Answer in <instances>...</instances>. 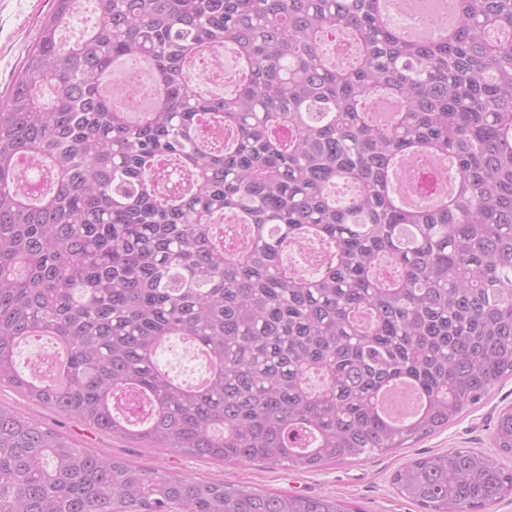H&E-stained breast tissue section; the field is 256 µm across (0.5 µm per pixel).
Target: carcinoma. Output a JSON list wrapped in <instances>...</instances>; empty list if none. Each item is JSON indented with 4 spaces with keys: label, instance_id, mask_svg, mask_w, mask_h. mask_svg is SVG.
Masks as SVG:
<instances>
[{
    "label": "carcinoma",
    "instance_id": "obj_1",
    "mask_svg": "<svg viewBox=\"0 0 512 512\" xmlns=\"http://www.w3.org/2000/svg\"><path fill=\"white\" fill-rule=\"evenodd\" d=\"M73 2L0 101V385L150 451L290 470L403 448L512 376V0H450L454 26L422 40L380 0H95L63 45ZM331 31L353 48L335 64ZM214 44L239 68L205 96L187 68ZM119 60L155 75L136 120L101 87ZM28 155L52 177L37 198ZM426 155L455 187L406 207L391 180ZM226 214L246 247L220 243ZM310 240L329 262L305 275L288 253ZM43 336L67 351L62 383L17 367ZM173 338L208 356L206 384L162 365ZM400 384L422 407L391 420ZM494 442L512 454V408ZM394 484L425 512H481L512 469L450 449ZM0 512L360 509L117 459L0 405ZM39 170V160L32 157H28L20 167V177L25 186V189L27 192L34 196L41 195L47 186L48 178L46 176L34 175V173L38 172Z\"/></svg>",
    "mask_w": 512,
    "mask_h": 512
}]
</instances>
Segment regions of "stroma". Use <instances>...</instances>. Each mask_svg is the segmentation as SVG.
I'll return each mask as SVG.
<instances>
[{
    "label": "stroma",
    "mask_w": 512,
    "mask_h": 512,
    "mask_svg": "<svg viewBox=\"0 0 512 512\" xmlns=\"http://www.w3.org/2000/svg\"><path fill=\"white\" fill-rule=\"evenodd\" d=\"M52 5L53 0H0V99L8 95ZM0 403L18 407L88 447L149 467L237 486L307 496L327 495L357 505L362 512H421L418 504L402 496L393 485L396 471L410 459L451 448L498 456L493 435L501 409L512 406V378L496 386L448 428L425 436L410 447L387 454H373L356 462H330L310 471H288L250 463L222 465L182 451L155 454L110 436L90 432L50 410L26 402L6 386L0 387Z\"/></svg>",
    "instance_id": "1"
}]
</instances>
